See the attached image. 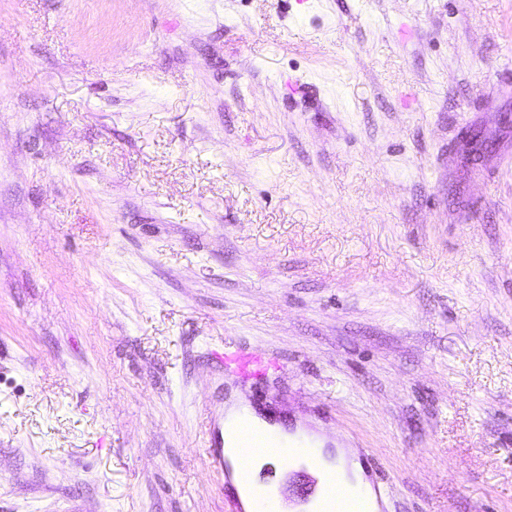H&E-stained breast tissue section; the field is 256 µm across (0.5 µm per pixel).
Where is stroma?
I'll return each mask as SVG.
<instances>
[{"instance_id":"1","label":"stroma","mask_w":512,"mask_h":512,"mask_svg":"<svg viewBox=\"0 0 512 512\" xmlns=\"http://www.w3.org/2000/svg\"><path fill=\"white\" fill-rule=\"evenodd\" d=\"M510 111L512 0H0V512H242L236 388L512 512Z\"/></svg>"}]
</instances>
